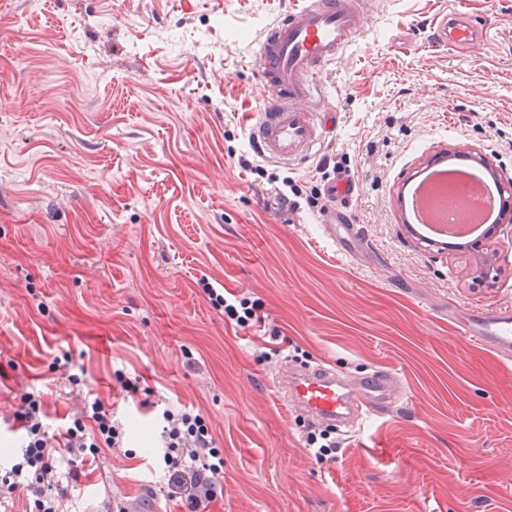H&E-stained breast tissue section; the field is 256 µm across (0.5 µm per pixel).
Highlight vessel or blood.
I'll return each mask as SVG.
<instances>
[{
    "instance_id": "obj_1",
    "label": "vessel or blood",
    "mask_w": 512,
    "mask_h": 512,
    "mask_svg": "<svg viewBox=\"0 0 512 512\" xmlns=\"http://www.w3.org/2000/svg\"><path fill=\"white\" fill-rule=\"evenodd\" d=\"M362 19L361 0H306L300 10L265 29L256 59L268 100L252 135L267 158L302 161L324 142L331 115L316 76L353 43ZM474 36L472 23L457 14L436 23L430 42L466 47ZM448 316L465 337L512 361V309L465 311L452 304ZM276 384L302 416L332 426L391 414L405 397L403 379L382 367L343 375L324 364L312 369L295 365Z\"/></svg>"
}]
</instances>
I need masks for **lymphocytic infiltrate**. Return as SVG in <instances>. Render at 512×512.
I'll return each mask as SVG.
<instances>
[{
    "instance_id": "f902f5d3",
    "label": "lymphocytic infiltrate",
    "mask_w": 512,
    "mask_h": 512,
    "mask_svg": "<svg viewBox=\"0 0 512 512\" xmlns=\"http://www.w3.org/2000/svg\"><path fill=\"white\" fill-rule=\"evenodd\" d=\"M207 295L235 327L247 329L263 320L259 302L214 288ZM44 406L41 395L26 392L20 398L14 418L25 431V446L21 456L0 471V504L22 496L29 502V512H64L68 493L60 482L56 453L65 454L71 465L82 466L101 449L124 447L127 432L103 401L87 398L64 434L58 435L47 427ZM159 417L162 461L168 474L166 495L180 500L184 512H201L204 504L218 497L223 452L215 448L204 417L193 410L165 408Z\"/></svg>"
}]
</instances>
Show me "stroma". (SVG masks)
Instances as JSON below:
<instances>
[{
    "label": "stroma",
    "instance_id": "1",
    "mask_svg": "<svg viewBox=\"0 0 512 512\" xmlns=\"http://www.w3.org/2000/svg\"><path fill=\"white\" fill-rule=\"evenodd\" d=\"M303 2L43 0L33 16L0 0V465L21 452L13 412L29 388L54 432L88 397L128 423L125 449L80 471L57 457L70 512H181L159 491L158 418L118 373L204 416L224 450L211 512H512V362L446 311L512 306V227L435 251L400 204L439 155L512 177V0H370L319 75L333 132L283 163L250 143L268 96L255 54ZM454 9L477 40L430 46ZM343 174L353 195L330 196ZM330 207L351 215L357 256L323 234ZM209 286L262 301L264 326L226 324ZM293 359L388 366L408 396L321 462L274 386Z\"/></svg>",
    "mask_w": 512,
    "mask_h": 512
}]
</instances>
